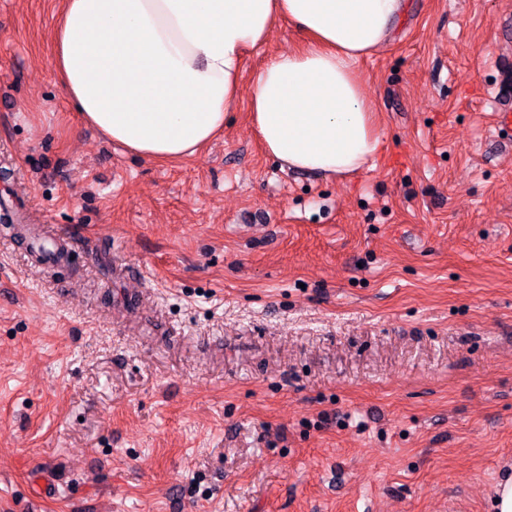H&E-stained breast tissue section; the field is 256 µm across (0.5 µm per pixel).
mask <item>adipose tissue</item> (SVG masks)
<instances>
[{
	"label": "adipose tissue",
	"instance_id": "ef3b65f1",
	"mask_svg": "<svg viewBox=\"0 0 512 512\" xmlns=\"http://www.w3.org/2000/svg\"><path fill=\"white\" fill-rule=\"evenodd\" d=\"M52 66L83 121L155 161L195 155L239 101L284 166L344 176L376 156V112L355 71L403 0H62ZM303 40L242 86L247 50L277 24Z\"/></svg>",
	"mask_w": 512,
	"mask_h": 512
}]
</instances>
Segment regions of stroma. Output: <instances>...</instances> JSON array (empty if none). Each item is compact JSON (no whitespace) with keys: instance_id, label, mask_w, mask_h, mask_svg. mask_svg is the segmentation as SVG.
I'll use <instances>...</instances> for the list:
<instances>
[{"instance_id":"stroma-1","label":"stroma","mask_w":512,"mask_h":512,"mask_svg":"<svg viewBox=\"0 0 512 512\" xmlns=\"http://www.w3.org/2000/svg\"><path fill=\"white\" fill-rule=\"evenodd\" d=\"M372 167L280 168L239 104L159 163L86 126L61 0H0V512H492L512 476V0H405Z\"/></svg>"}]
</instances>
